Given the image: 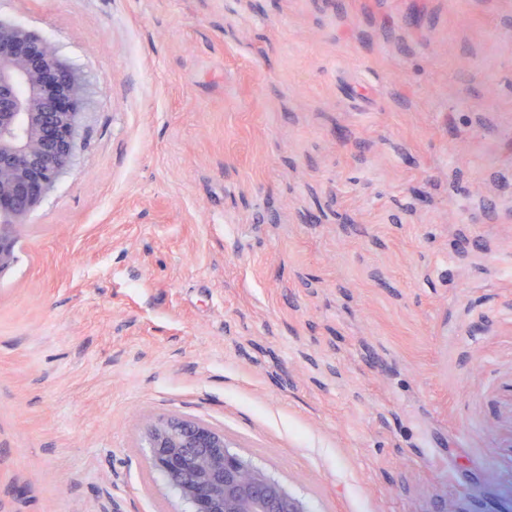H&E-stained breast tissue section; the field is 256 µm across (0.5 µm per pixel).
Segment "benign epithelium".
<instances>
[{"mask_svg":"<svg viewBox=\"0 0 512 512\" xmlns=\"http://www.w3.org/2000/svg\"><path fill=\"white\" fill-rule=\"evenodd\" d=\"M84 82L56 49L0 21V276L14 264L27 219L71 161ZM149 466L188 512H310L267 470L231 451L224 432L192 418L144 434Z\"/></svg>","mask_w":512,"mask_h":512,"instance_id":"7a95c632","label":"benign epithelium"}]
</instances>
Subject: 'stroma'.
<instances>
[{"mask_svg":"<svg viewBox=\"0 0 512 512\" xmlns=\"http://www.w3.org/2000/svg\"><path fill=\"white\" fill-rule=\"evenodd\" d=\"M0 21L88 97L0 276V512H180L184 416L310 512H512V0Z\"/></svg>","mask_w":512,"mask_h":512,"instance_id":"stroma-1","label":"stroma"}]
</instances>
